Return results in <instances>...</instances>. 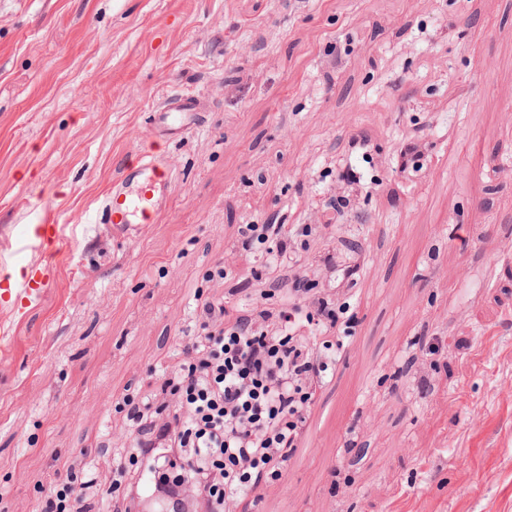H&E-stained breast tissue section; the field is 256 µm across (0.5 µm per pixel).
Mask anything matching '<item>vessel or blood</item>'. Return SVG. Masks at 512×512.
Returning a JSON list of instances; mask_svg holds the SVG:
<instances>
[{
  "mask_svg": "<svg viewBox=\"0 0 512 512\" xmlns=\"http://www.w3.org/2000/svg\"><path fill=\"white\" fill-rule=\"evenodd\" d=\"M199 102L196 97L174 93L154 112L158 128L171 130L172 116L179 113L186 117L196 116ZM172 182L168 165L157 155H143L137 164L124 169L121 177L113 182L102 198V219L121 231H129L136 224L155 223L164 196ZM59 239L55 225H38L33 234L13 240L9 247L0 248V295L6 294L15 302H32L40 298L51 281L50 265L32 266L22 281L14 282L3 276L13 255L24 250L52 248Z\"/></svg>",
  "mask_w": 512,
  "mask_h": 512,
  "instance_id": "1",
  "label": "vessel or blood"
}]
</instances>
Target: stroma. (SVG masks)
I'll return each mask as SVG.
<instances>
[{"mask_svg":"<svg viewBox=\"0 0 512 512\" xmlns=\"http://www.w3.org/2000/svg\"><path fill=\"white\" fill-rule=\"evenodd\" d=\"M172 92L201 103L176 136L152 124ZM147 152L172 183L128 236L99 204ZM349 165L372 188L333 228ZM40 224L58 251L12 265L49 262V291L0 309V512H46L91 460L113 512L126 400L159 394L198 304L278 305L243 224L315 225L293 249L319 288L338 237L365 254L355 336L243 512H512V0H0V239Z\"/></svg>","mask_w":512,"mask_h":512,"instance_id":"stroma-1","label":"stroma"}]
</instances>
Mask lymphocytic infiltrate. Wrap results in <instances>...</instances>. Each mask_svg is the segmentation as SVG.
<instances>
[{
  "instance_id": "1",
  "label": "lymphocytic infiltrate",
  "mask_w": 512,
  "mask_h": 512,
  "mask_svg": "<svg viewBox=\"0 0 512 512\" xmlns=\"http://www.w3.org/2000/svg\"><path fill=\"white\" fill-rule=\"evenodd\" d=\"M311 231L308 224L241 225L242 248L268 246L272 275L263 284L279 308L250 304L231 312L204 304V335L184 345L186 362L163 382L179 393L177 409L163 419L150 401L133 408L131 457L153 477L170 455L186 453L204 512H232L263 481L281 478L308 429L317 390L353 339L358 321L349 303L312 290L288 254L289 241Z\"/></svg>"
}]
</instances>
